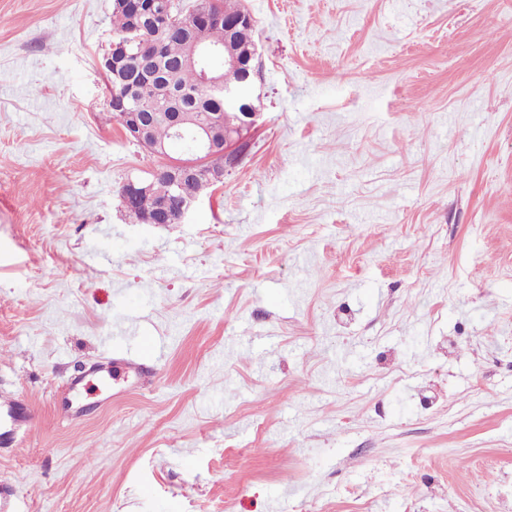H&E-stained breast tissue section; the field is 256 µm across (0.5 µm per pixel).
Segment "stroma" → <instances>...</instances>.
Returning a JSON list of instances; mask_svg holds the SVG:
<instances>
[{"label": "stroma", "mask_w": 512, "mask_h": 512, "mask_svg": "<svg viewBox=\"0 0 512 512\" xmlns=\"http://www.w3.org/2000/svg\"><path fill=\"white\" fill-rule=\"evenodd\" d=\"M240 2L244 157L140 224L113 0H0V396L35 413L0 482L20 512H512V0ZM128 350L150 384L91 373ZM153 188V182L148 179L127 180L123 184L120 197L124 208L131 209L135 206L139 196L149 192ZM155 198L154 195H143L139 199L137 206L134 210L127 211L128 216L138 222L150 214L154 208Z\"/></svg>", "instance_id": "stroma-1"}]
</instances>
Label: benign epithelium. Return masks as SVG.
Wrapping results in <instances>:
<instances>
[{
  "mask_svg": "<svg viewBox=\"0 0 512 512\" xmlns=\"http://www.w3.org/2000/svg\"><path fill=\"white\" fill-rule=\"evenodd\" d=\"M133 11V31L136 33L156 30L164 33L176 24L171 15L170 7L161 0H131ZM213 14H197L195 22L186 27L189 36V54L185 66L201 71L202 87L206 90L224 89V103L237 110V116L226 122L225 128H217L210 123L194 124L188 129L182 117L186 111L177 90L170 86L162 89L160 101L167 109L175 135H190L194 142V151L189 158H169L160 167L151 171L153 178L166 181L171 192L159 202L154 216L145 220L147 224H180L186 218L197 201L195 197H184L178 193L187 181H199L209 186L223 182L224 169L206 166L210 160L224 157L231 162L239 158L244 135L256 126L259 117L255 105L254 87L260 62L254 55L248 59L241 58L226 43L214 45L207 39V28L214 22ZM241 27L254 28L251 13L242 10L235 18L224 19V29L233 34ZM125 42L112 45V51L104 56L101 69L108 72L112 79L113 93L109 95V107L112 118L125 135L147 150L160 156L163 149L154 145L149 137L152 116L143 111L136 95L137 85L141 82L157 80L160 71L155 69H132L118 60L120 50ZM142 51L151 59L161 64L164 61L163 42L160 39H149L141 42ZM230 69L238 73L236 85L224 84V70ZM153 183L147 179H129L123 184L120 197L124 208L135 206L139 196L149 192Z\"/></svg>",
  "mask_w": 512,
  "mask_h": 512,
  "instance_id": "1",
  "label": "benign epithelium"
}]
</instances>
